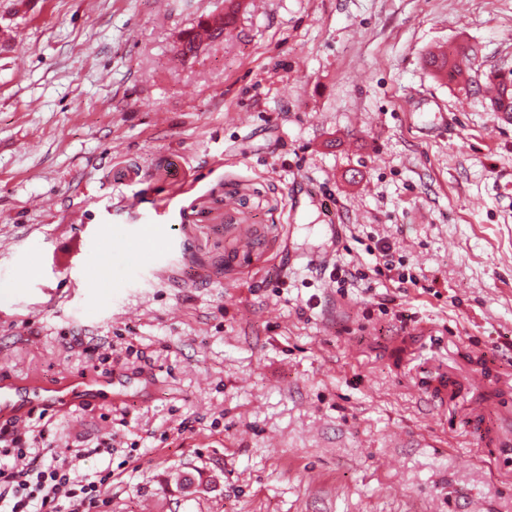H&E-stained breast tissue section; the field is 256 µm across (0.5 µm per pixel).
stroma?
Segmentation results:
<instances>
[{
    "label": "stroma",
    "instance_id": "obj_1",
    "mask_svg": "<svg viewBox=\"0 0 512 512\" xmlns=\"http://www.w3.org/2000/svg\"><path fill=\"white\" fill-rule=\"evenodd\" d=\"M228 2L0 0V378L123 385L17 429L101 512H512V0H237L181 54ZM439 54H447L446 50L437 51ZM472 49L461 47L455 51L452 55L442 56L441 58L429 59V64L435 70H445L448 79L455 80L462 75L463 68L467 66L469 62V55ZM491 81L496 87L495 97L491 101L494 112H500L502 118L508 122L512 119H505L502 112L512 114V70H497L491 73Z\"/></svg>",
    "mask_w": 512,
    "mask_h": 512
}]
</instances>
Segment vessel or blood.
Instances as JSON below:
<instances>
[{"label":"vessel or blood","instance_id":"1","mask_svg":"<svg viewBox=\"0 0 512 512\" xmlns=\"http://www.w3.org/2000/svg\"><path fill=\"white\" fill-rule=\"evenodd\" d=\"M111 380L77 377L48 386L34 380H0V414L21 419L39 409L81 407L111 393Z\"/></svg>","mask_w":512,"mask_h":512}]
</instances>
